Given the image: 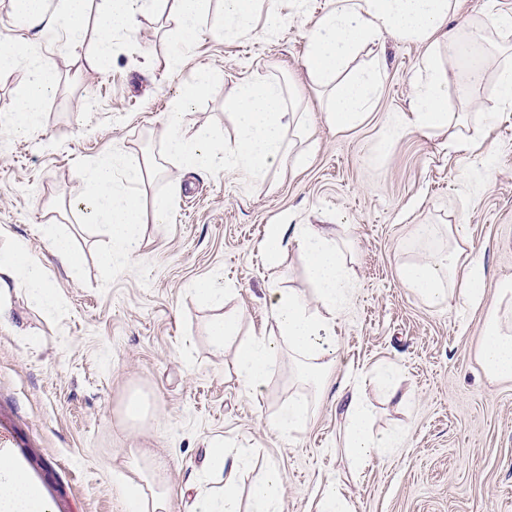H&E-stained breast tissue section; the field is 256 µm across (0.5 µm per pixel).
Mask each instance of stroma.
<instances>
[{
    "mask_svg": "<svg viewBox=\"0 0 512 512\" xmlns=\"http://www.w3.org/2000/svg\"><path fill=\"white\" fill-rule=\"evenodd\" d=\"M329 6L256 0L253 32L206 35L183 50L174 18L145 13L99 67L95 24L79 41L43 38L0 0V49L39 40L58 71L39 130L18 135L0 117V245L27 239L60 297L46 310L14 296L10 320L0 323V448L11 449L51 512H129L123 484L141 475L166 492L168 512H192L198 488L217 480L207 470L216 439L252 451L241 492L267 464L279 466L283 512H317L330 477L353 512H512V379L488 378L478 358L486 306L512 280V108L496 93L498 69L512 63V32L486 28L490 17L512 15V0H459L453 21L482 44L485 79L471 97L449 91L457 120L429 133L396 123L410 110L427 46L389 36L346 67L378 69L371 107L347 129L330 124L325 93L304 67L308 32ZM272 10L284 19L273 32L266 28ZM177 50L182 64L173 72ZM204 67L223 81L187 110L188 130L220 128L232 137L224 97L257 71L286 84L304 112L305 126L287 138L309 164L249 180L165 160L163 117ZM124 151L162 158L164 174L144 193L171 204L165 223L144 224L130 263L107 267L103 227L82 223L72 202L93 161ZM44 224L83 252L79 275L59 266L38 231ZM270 224L336 232L351 282L336 317V364L322 387L299 380L285 351L254 397L235 381L233 347L216 352L209 327L234 314L242 335L266 329L273 286L313 297L296 244L277 265L265 264ZM420 224L440 228L441 251L448 226L463 227L465 253L483 269L484 306L435 307L407 288L400 268L420 255ZM201 278L220 279L221 304H203L189 291ZM385 365L394 370V399L376 381ZM345 380L364 386L374 429L401 436L397 448L361 468L341 448L336 395ZM298 394L314 408L306 424L289 433L270 428ZM134 395L145 407L135 421L125 411Z\"/></svg>",
    "mask_w": 512,
    "mask_h": 512,
    "instance_id": "1",
    "label": "stroma"
}]
</instances>
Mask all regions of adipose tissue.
Returning a JSON list of instances; mask_svg holds the SVG:
<instances>
[{"mask_svg": "<svg viewBox=\"0 0 512 512\" xmlns=\"http://www.w3.org/2000/svg\"><path fill=\"white\" fill-rule=\"evenodd\" d=\"M90 0H13L12 10L22 23L37 28L41 35L66 30L70 38L83 34ZM169 6L179 24L184 46H191L203 35L247 33L253 28L254 0H223L224 14L211 22V0H99L98 61H105L114 36L131 32L138 15L158 12ZM454 0H336L307 36L304 66L313 83L331 86L326 103L330 123L339 129L354 125L368 108L376 90L378 74L370 70L356 78L337 82V74L363 45L382 34L399 40L419 41L428 49L422 60L423 79L417 87L409 116L401 124H412L422 132L450 125L448 111L449 74L444 54L466 55L472 46L462 28L451 27L448 18ZM25 60L30 78L18 89L10 121L19 134L40 124L39 104L53 94L57 81L54 59L41 52L30 39L14 41L0 52V76L18 60ZM220 80L219 74L202 68L195 72L166 114L167 156L180 165L210 173H234L245 179H258L286 165L301 166L306 155L291 154L285 133L301 122L302 113L293 111L284 87L266 77L243 80L224 99V109L232 119L235 136L202 129L187 133L183 128L185 109L207 97ZM163 166L145 154L122 153L98 160L88 171L82 194L73 207L83 223L105 227L109 245L102 254L105 264L127 262L141 246L142 226L147 214L162 217L169 202L164 198L145 204L143 187L147 180L161 175ZM296 241L308 259V276L316 287L324 314L311 312L300 295L281 289L268 291L271 331L239 338L236 317L228 316L210 327L215 351L235 341L234 375L249 394H258L280 367L282 348H289L308 377L321 380L336 362V339L329 314L345 300L344 284L349 277L337 238L314 224H271L266 228L263 258L275 264L289 241ZM461 250L445 252L402 265L401 278L408 288L433 305L461 293L473 306L482 305V269L477 261L460 266ZM24 292L32 305L52 309L59 297L50 288L31 255L28 241L11 239L0 247V321L9 319L8 300L12 293ZM479 360L494 380L512 378V306L490 307L485 322ZM345 428L344 449L355 465L375 456H385L397 444L395 433L374 431L373 409L359 389L341 397ZM250 449L230 450L223 443L210 446L208 463L212 469L227 472L222 490L197 495L193 512H283V478L276 465H268L263 478L253 486L249 503H242L236 474L247 468ZM0 512H49L40 489L32 483L9 451L0 452Z\"/></svg>", "mask_w": 512, "mask_h": 512, "instance_id": "ef3b65f1", "label": "adipose tissue"}]
</instances>
